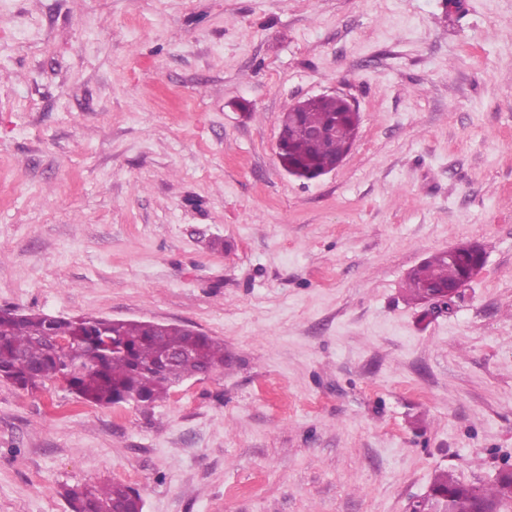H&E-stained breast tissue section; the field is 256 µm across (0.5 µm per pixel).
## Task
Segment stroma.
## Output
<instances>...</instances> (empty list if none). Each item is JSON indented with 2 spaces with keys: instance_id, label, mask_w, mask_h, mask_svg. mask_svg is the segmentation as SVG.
<instances>
[{
  "instance_id": "35a3bbf8",
  "label": "stroma",
  "mask_w": 512,
  "mask_h": 512,
  "mask_svg": "<svg viewBox=\"0 0 512 512\" xmlns=\"http://www.w3.org/2000/svg\"><path fill=\"white\" fill-rule=\"evenodd\" d=\"M360 124L305 180L283 112ZM475 242L447 311L407 272ZM229 359L151 406L0 381V512H407L512 465V0H0V309ZM294 104L290 111L283 112L280 130L285 142L279 134L277 140L278 155L281 165L292 166L299 178L315 179L324 170L334 169L338 161L349 151L358 131V118L349 117L342 112L340 102L334 98H325L312 102L307 112H298L304 105ZM336 119V138L327 140L324 144L316 141L295 139L292 131L300 124L312 130L328 126ZM72 512H142L141 497L132 486L122 481H112L102 487L68 488L64 491Z\"/></svg>"
}]
</instances>
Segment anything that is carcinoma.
I'll list each match as a JSON object with an SVG mask.
<instances>
[{
    "mask_svg": "<svg viewBox=\"0 0 512 512\" xmlns=\"http://www.w3.org/2000/svg\"><path fill=\"white\" fill-rule=\"evenodd\" d=\"M336 122V137L325 143L296 139L292 131L300 124L319 130ZM280 130L284 150L280 163L296 169L298 177L314 179L324 170L335 168L349 151L358 131L357 119L342 112L340 102L325 98L312 102L305 112H285ZM474 257L459 249L450 254L436 253L412 269L404 284L407 299L418 304L429 302L431 288L439 290L466 281ZM39 313L21 317L0 316V380L19 389L35 388L47 380L63 378L69 355L55 349L44 336ZM56 331L68 337L70 348L83 360L82 369L66 380L69 389L96 405L117 402L155 403L173 387L170 378L158 374L149 363L162 353L192 349L194 360L177 369L179 376H195L204 367L224 366V344L211 336H195L187 326L165 324L149 327L141 320L117 323L99 322L93 317L76 316L57 323ZM71 512H141V497L132 486L113 481L102 487L88 486L64 490ZM447 500L449 512H512V469L500 470L490 487L466 484L454 474H435L422 501L410 504L412 512L438 507Z\"/></svg>",
    "mask_w": 512,
    "mask_h": 512,
    "instance_id": "obj_1",
    "label": "carcinoma"
}]
</instances>
